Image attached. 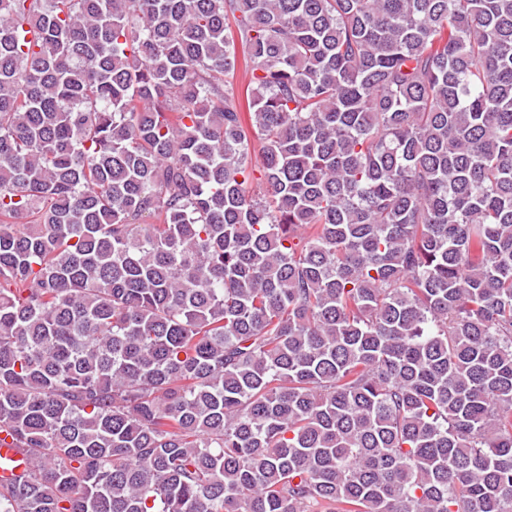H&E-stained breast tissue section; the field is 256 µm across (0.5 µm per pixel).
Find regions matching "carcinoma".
<instances>
[{
	"label": "carcinoma",
	"mask_w": 512,
	"mask_h": 512,
	"mask_svg": "<svg viewBox=\"0 0 512 512\" xmlns=\"http://www.w3.org/2000/svg\"><path fill=\"white\" fill-rule=\"evenodd\" d=\"M0 446V512H512V0H0ZM26 465V453L22 448L0 447V482L8 483L12 473L18 474Z\"/></svg>",
	"instance_id": "cac0c4a2"
}]
</instances>
